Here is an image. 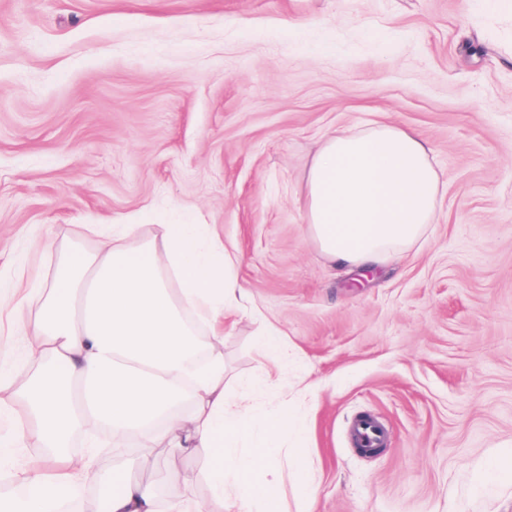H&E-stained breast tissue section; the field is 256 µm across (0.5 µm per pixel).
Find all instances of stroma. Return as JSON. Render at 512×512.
I'll return each mask as SVG.
<instances>
[{
    "label": "stroma",
    "instance_id": "obj_1",
    "mask_svg": "<svg viewBox=\"0 0 512 512\" xmlns=\"http://www.w3.org/2000/svg\"><path fill=\"white\" fill-rule=\"evenodd\" d=\"M421 132L444 185L426 239L369 280L311 240L318 142ZM147 207L212 225L245 308L225 386L312 423L287 512H512V12L484 0H0V274L49 280L79 224ZM80 241V240H77ZM85 249L94 243L80 241ZM277 327L286 357L260 353ZM277 368L278 392L259 388ZM362 413L387 428L360 454ZM92 512L120 454L90 448ZM134 479L215 512L199 457L140 441ZM288 450V471L299 481L309 495L317 483V477L308 468L307 448H286Z\"/></svg>",
    "mask_w": 512,
    "mask_h": 512
}]
</instances>
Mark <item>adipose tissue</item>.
Returning a JSON list of instances; mask_svg holds the SVG:
<instances>
[{
    "label": "adipose tissue",
    "instance_id": "1",
    "mask_svg": "<svg viewBox=\"0 0 512 512\" xmlns=\"http://www.w3.org/2000/svg\"><path fill=\"white\" fill-rule=\"evenodd\" d=\"M416 131L388 123L341 129L321 141L306 172L309 235L332 262L371 269L399 258L435 218L440 177ZM132 224H86L96 250L70 247L48 283L0 280V313L28 341V362L0 370V461L33 436L56 467L27 474L6 512H53L63 490L89 474L92 458L69 455L73 434L103 426L112 447L145 438L207 459L203 478L222 512H282L292 473L306 491L317 478L308 452L287 448L306 434L295 413L263 415L224 388V312L243 306L234 256L208 224H166L160 239L134 242ZM178 285L169 287L166 271ZM130 462L112 469L106 512H202L189 497L161 505Z\"/></svg>",
    "mask_w": 512,
    "mask_h": 512
}]
</instances>
